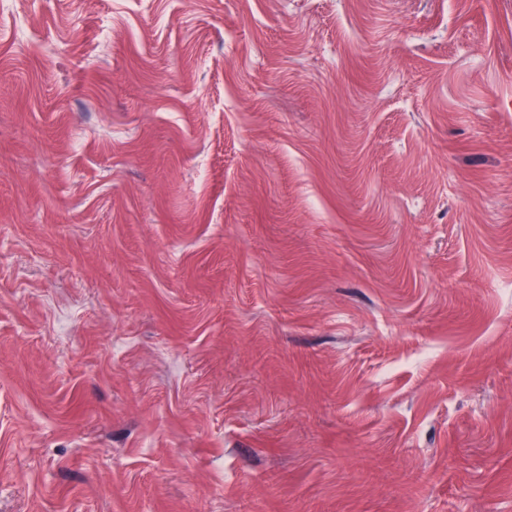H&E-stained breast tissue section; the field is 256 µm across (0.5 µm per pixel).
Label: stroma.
<instances>
[{"label":"stroma","mask_w":512,"mask_h":512,"mask_svg":"<svg viewBox=\"0 0 512 512\" xmlns=\"http://www.w3.org/2000/svg\"><path fill=\"white\" fill-rule=\"evenodd\" d=\"M0 512H512V0H0Z\"/></svg>","instance_id":"stroma-1"}]
</instances>
